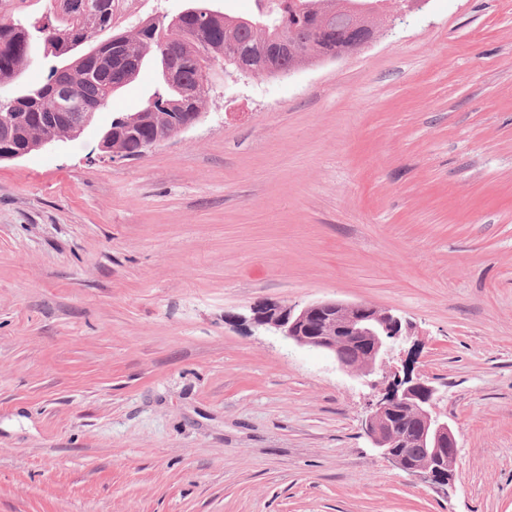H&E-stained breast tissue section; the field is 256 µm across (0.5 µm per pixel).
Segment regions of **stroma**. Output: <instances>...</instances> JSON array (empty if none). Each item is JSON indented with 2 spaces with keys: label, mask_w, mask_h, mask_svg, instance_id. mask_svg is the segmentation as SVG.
Listing matches in <instances>:
<instances>
[{
  "label": "stroma",
  "mask_w": 512,
  "mask_h": 512,
  "mask_svg": "<svg viewBox=\"0 0 512 512\" xmlns=\"http://www.w3.org/2000/svg\"><path fill=\"white\" fill-rule=\"evenodd\" d=\"M362 49L232 75L134 160L0 162V512H512V0H389ZM412 322L452 486L372 448L373 392L253 305Z\"/></svg>",
  "instance_id": "obj_1"
}]
</instances>
